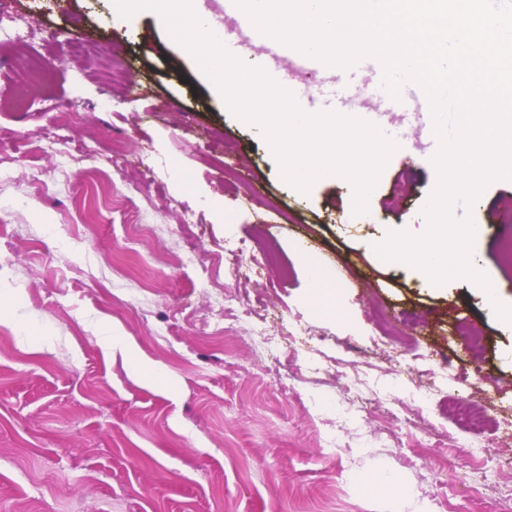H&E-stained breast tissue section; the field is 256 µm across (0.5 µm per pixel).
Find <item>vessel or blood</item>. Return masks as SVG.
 <instances>
[{"instance_id":"b4317fda","label":"vessel or blood","mask_w":512,"mask_h":512,"mask_svg":"<svg viewBox=\"0 0 512 512\" xmlns=\"http://www.w3.org/2000/svg\"><path fill=\"white\" fill-rule=\"evenodd\" d=\"M223 43L226 49L234 56L247 58L253 52H261L260 66L278 84L290 85L294 72L303 69H313L321 72L325 77V85L318 90L305 91L301 98L302 108L307 112H335L343 116L353 113L348 100L339 96L336 85L340 82L349 83L355 81L360 69L369 67L375 76H382L383 69L379 60L366 57L359 64L342 68L329 66L322 61L295 51L286 52L284 44L266 42L263 33L252 26L248 17H241L237 26L224 30ZM402 104L411 105L430 115L429 99L424 90L415 83H405L400 92ZM359 119L375 125L381 133L394 141L397 145H404L402 135L395 131L388 120V112L384 109H363L357 112Z\"/></svg>"}]
</instances>
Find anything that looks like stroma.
Segmentation results:
<instances>
[{"mask_svg": "<svg viewBox=\"0 0 512 512\" xmlns=\"http://www.w3.org/2000/svg\"><path fill=\"white\" fill-rule=\"evenodd\" d=\"M11 3L29 14L33 40L0 51V512H390L402 486L429 512H495L493 501L512 494V444L496 450L486 500H469L455 450L468 429L444 402L414 426L410 406L440 352L460 376L479 360L511 414L512 325L477 284L437 285L374 250L383 229L425 223L437 182L420 164L428 141L412 114L394 119L409 151L390 155L356 215L338 177L305 193L284 182L265 138L152 14L121 18L113 0ZM71 36L99 53L69 58ZM115 55L146 89L145 111L100 110L113 93L104 61ZM35 62L41 78L18 84ZM20 99L32 108L19 111ZM52 139L58 153L43 152ZM228 142L252 174L253 212L218 170ZM63 153L99 172L87 191L59 169ZM136 153L150 155V171L129 167ZM43 174L56 177V193L26 197ZM136 177L146 197L124 198L119 186ZM187 208L195 223H181ZM507 212L504 179L452 208L478 224L473 256L512 306V266L500 256L512 238ZM229 224L247 251L275 252L263 276L225 275ZM303 243L331 262L335 314L313 300ZM192 250L201 263L186 264ZM211 276L256 310L225 339L201 331ZM280 315L319 339L296 359L317 373L285 388L258 361ZM107 333L121 346L104 345ZM438 459L445 466L431 473Z\"/></svg>", "mask_w": 512, "mask_h": 512, "instance_id": "35a3bbf8", "label": "stroma"}]
</instances>
